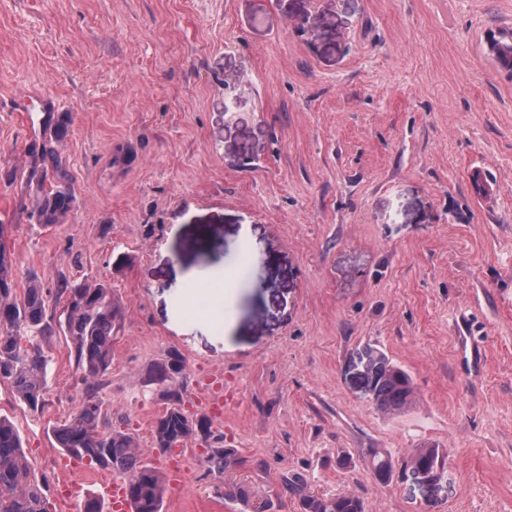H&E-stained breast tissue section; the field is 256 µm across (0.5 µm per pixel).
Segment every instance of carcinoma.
<instances>
[{"label":"carcinoma","instance_id":"1","mask_svg":"<svg viewBox=\"0 0 512 512\" xmlns=\"http://www.w3.org/2000/svg\"><path fill=\"white\" fill-rule=\"evenodd\" d=\"M495 60L512 70V38L499 41ZM72 124L68 112L54 121L42 123L41 136L29 150L37 163L27 175L36 187V211L45 227L62 223L73 209L76 195L69 164L57 149ZM13 262L7 247L0 243V382L8 383L18 399L33 412L46 406V374L51 358L49 348L55 336L71 341L76 367L85 376L88 397L80 408L54 429L61 448L79 460L122 476L128 485L133 512H161L165 484L161 473L142 462L134 435L113 423L112 412L98 398L102 376L112 364V343L119 310L112 302V289L104 283L91 284L64 273L55 289L44 288L37 272L27 275L26 288L17 294ZM185 370L179 353H169L167 363L150 373L151 380L164 385L166 409L154 426V447L162 453L190 436H211L206 418L192 417L184 409ZM372 394L378 408L395 413L411 402L409 375L397 365L371 379ZM419 460L431 470L446 464L436 446L416 448ZM209 473L228 486L225 496L236 499L252 512H271L275 504L264 502L252 507L251 494L242 485L226 480L227 472L239 463L234 448L216 446L205 458ZM369 467L387 479L394 466L391 458L375 452ZM293 499L300 512H365L363 499L351 492L320 497L308 487L306 479L293 474L281 480L278 499ZM0 512H50L45 489L30 472L17 428L0 418Z\"/></svg>","mask_w":512,"mask_h":512}]
</instances>
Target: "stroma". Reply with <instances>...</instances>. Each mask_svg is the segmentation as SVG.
<instances>
[{
	"label": "stroma",
	"instance_id": "1",
	"mask_svg": "<svg viewBox=\"0 0 512 512\" xmlns=\"http://www.w3.org/2000/svg\"><path fill=\"white\" fill-rule=\"evenodd\" d=\"M512 0H0V237L16 288L36 270L105 283L123 312L100 396L166 482L163 512H242L189 438L159 454L154 365L179 352L184 408L237 449L256 499L282 475L358 494L366 512H512V72L489 51ZM56 97L77 193L45 227L22 174ZM27 109L14 111L16 102ZM128 164L113 167L115 145ZM80 265H70V256ZM224 281L220 324L186 312ZM55 337L47 404L0 383L50 512L54 428L87 385ZM412 380L380 410L368 351ZM448 455L424 482L413 449ZM392 457L382 480L371 452Z\"/></svg>",
	"mask_w": 512,
	"mask_h": 512
}]
</instances>
